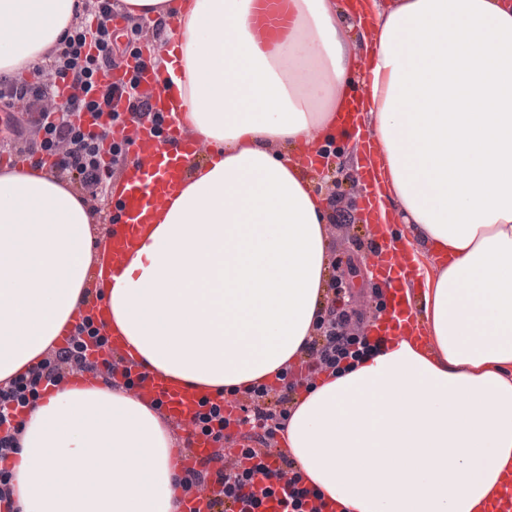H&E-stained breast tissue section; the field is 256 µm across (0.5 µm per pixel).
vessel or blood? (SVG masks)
<instances>
[{
    "label": "vessel or blood",
    "mask_w": 512,
    "mask_h": 512,
    "mask_svg": "<svg viewBox=\"0 0 512 512\" xmlns=\"http://www.w3.org/2000/svg\"><path fill=\"white\" fill-rule=\"evenodd\" d=\"M283 2L256 0L254 24L260 37L274 39L288 27L289 18ZM153 51V46L149 44L142 48L139 65L134 71L142 86L141 93L151 106L153 122L133 133L124 127L114 128L112 133L114 141L128 142L135 156L143 161L142 166L126 171L122 179L124 230L111 237L103 259L104 267L116 276L123 271L128 247L134 246L139 238L141 224L146 222L153 208L166 201L173 186L184 177L181 154L194 155L200 150L198 144L177 132L178 121L167 105L163 86L148 65ZM367 231L377 258L379 278L388 283L397 278H405L410 259L385 242L383 224H369ZM414 317V308L403 292L393 290L387 320L376 322L371 333L382 337L403 335L412 328ZM131 394L143 401H162L168 419L177 430L184 433L193 431V420L200 409V399L194 392L172 387L161 377L146 374L136 381ZM224 453V448L212 441L197 440L190 447L182 449L179 455L180 467L184 470L196 468L208 459ZM214 498V493L206 489L182 496L180 512H240L235 503L226 504L223 510H216Z\"/></svg>",
    "instance_id": "1"
}]
</instances>
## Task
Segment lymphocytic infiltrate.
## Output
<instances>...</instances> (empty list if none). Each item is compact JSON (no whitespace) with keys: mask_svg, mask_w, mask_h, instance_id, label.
I'll return each instance as SVG.
<instances>
[{"mask_svg":"<svg viewBox=\"0 0 512 512\" xmlns=\"http://www.w3.org/2000/svg\"><path fill=\"white\" fill-rule=\"evenodd\" d=\"M112 0H100L95 40H87L84 31L74 30L61 48L50 57L47 71L35 72L32 80L19 81L0 76V98L25 101L36 105L52 93L56 81H63L72 93L63 105V118L46 125L41 141L25 146L29 155L47 154L54 158V170L74 175L82 192L98 195L105 191L111 178L112 165L125 158L129 146L112 139V126L121 122L120 113L112 109L113 101L127 99L131 112L146 114L147 104L135 93L136 80L112 86L103 83L106 70L115 68L112 53V28L109 17ZM75 110L107 112L108 121L86 130L70 121ZM351 315L347 310L328 305L322 324L308 343L301 360L308 373L316 374L336 367L342 360L357 359L372 351L367 336L348 332ZM105 346L108 342L93 322L79 324L65 346L52 349L32 371L16 379L9 387H0V503L11 495L10 472L4 463L16 449L15 432L23 419L21 410L38 398L41 390L58 385L65 374L75 369L102 371L103 383L114 386L112 370H100L87 358L88 343ZM297 381L282 386L257 385L244 392L237 419L225 417L223 406L205 402L195 418V431L214 442L227 441L230 423L247 430L248 444L240 455L222 460L220 465L199 471L188 470L178 482L194 488H212L219 500H234L244 506L243 512H263L266 499H278L283 512H315L309 507L310 493L301 487L294 471V461L283 457L280 466L272 468L264 462L267 448L273 447L280 431L285 430L288 413L295 401Z\"/></svg>","mask_w":512,"mask_h":512,"instance_id":"obj_1","label":"lymphocytic infiltrate"}]
</instances>
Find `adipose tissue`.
I'll return each mask as SVG.
<instances>
[{
	"mask_svg": "<svg viewBox=\"0 0 512 512\" xmlns=\"http://www.w3.org/2000/svg\"><path fill=\"white\" fill-rule=\"evenodd\" d=\"M160 27L151 68L205 161L154 209L120 276L93 213L41 165L0 172V383L79 313L143 370L216 399L277 380L315 333L328 270L318 172L297 150L377 146L375 206L419 270L416 344L319 373L282 449L338 512H486L512 472V0H122ZM83 0H0V74L34 69ZM358 41H351V33ZM360 99L356 127L336 115ZM11 465L19 512H177L175 442L123 390L53 387ZM285 0H257L254 24L260 37L268 40L276 38L288 27L289 18L284 8Z\"/></svg>",
	"mask_w": 512,
	"mask_h": 512,
	"instance_id": "ef3b65f1",
	"label": "adipose tissue"
}]
</instances>
